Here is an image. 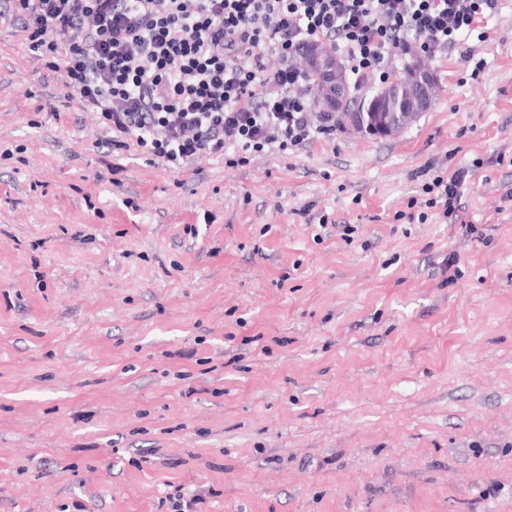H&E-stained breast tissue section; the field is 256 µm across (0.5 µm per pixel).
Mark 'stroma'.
<instances>
[{"mask_svg":"<svg viewBox=\"0 0 512 512\" xmlns=\"http://www.w3.org/2000/svg\"><path fill=\"white\" fill-rule=\"evenodd\" d=\"M485 32L397 133L195 175L0 21V512H512V0ZM468 171L457 169L448 174V171H441L431 183H427L423 190L426 194H432L428 204L430 207L438 205L448 224H465L462 213L461 193L466 182Z\"/></svg>","mask_w":512,"mask_h":512,"instance_id":"1","label":"stroma"}]
</instances>
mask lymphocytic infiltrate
Wrapping results in <instances>:
<instances>
[{
  "mask_svg": "<svg viewBox=\"0 0 512 512\" xmlns=\"http://www.w3.org/2000/svg\"><path fill=\"white\" fill-rule=\"evenodd\" d=\"M501 0H0V19L59 73L70 101L97 113L111 151L135 149L169 171L235 167L336 137L314 111L304 61L328 46L354 91L387 82L397 61L456 48ZM468 173L424 187L449 223H463Z\"/></svg>",
  "mask_w": 512,
  "mask_h": 512,
  "instance_id": "1",
  "label": "lymphocytic infiltrate"
}]
</instances>
